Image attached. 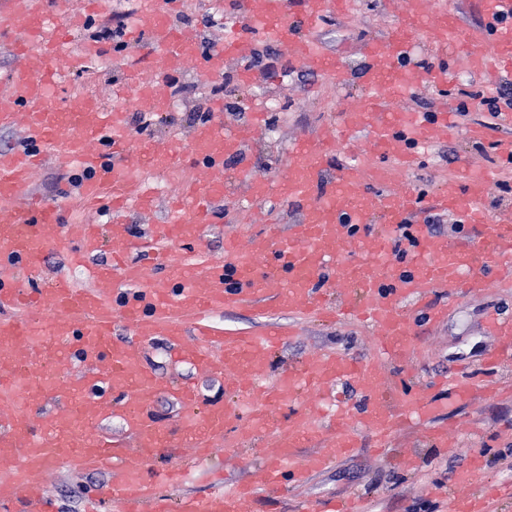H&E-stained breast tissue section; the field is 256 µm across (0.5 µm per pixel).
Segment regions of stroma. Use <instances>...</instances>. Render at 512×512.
<instances>
[{"label": "stroma", "mask_w": 512, "mask_h": 512, "mask_svg": "<svg viewBox=\"0 0 512 512\" xmlns=\"http://www.w3.org/2000/svg\"><path fill=\"white\" fill-rule=\"evenodd\" d=\"M212 0H183L172 21L201 45L217 47L231 34L234 22L223 12L211 9ZM356 8L349 14L331 16L321 23L316 38L326 52L347 60L352 72H359L364 59L360 45L372 37L387 33L395 20L399 0H355ZM105 54L85 67L69 73L66 89L80 91L89 87L92 95L105 104H112V88L124 79V66H145L139 47L128 45L124 51L112 49L111 41H101ZM260 56L268 60L267 67H256L258 81L248 88L237 83L235 76L240 61H229L224 67L223 119L228 123L245 121L252 103L265 108L266 122L247 148V176L238 180L239 194H246L251 178L283 177L288 171V149L301 139L325 133L338 111L357 108L363 101L359 83L336 85L315 75L292 61L288 55L273 56V48L261 42L256 46ZM170 99L177 108L162 112L128 111L126 120L136 128L147 120L149 128L138 132L136 141H153L160 145L187 142L200 125L213 96L204 89L203 80L189 62L181 71L161 79ZM448 88L453 106L462 107L458 120L466 126L485 128L486 136L468 138L457 135L441 137L421 150L419 166L412 171H399L391 157L376 151L365 134L354 136L352 145L337 155L338 162L355 163L370 159L372 164L389 167L393 179L387 188L397 192H434L448 179L465 168H478L491 181L487 205L491 213L512 208V161L497 148L499 142L512 140V126L502 125L499 114H491L482 105L484 89L478 77L460 64L448 71ZM72 169L56 161L44 162L36 171L31 189L58 206L62 216H69L73 196L79 192L72 181ZM300 205L269 203L241 215L233 199L215 201L212 205V225L203 240L182 244L185 254L205 252L214 258L224 255V239L228 236L247 240L261 231L267 218L281 225L295 223ZM475 285L457 298L437 291L430 303L443 304L447 314L439 320L420 322L416 329L413 367L419 384L444 374L460 363L471 366L478 382L493 386L494 394L475 397L466 402L449 400V389L433 393L440 405L439 413L393 442L394 454L378 455L371 434L359 431L358 446L344 459L334 460L309 480L286 477L280 490L269 493L257 502L254 512H299L303 500H330L355 495L365 499L368 512H448V491L454 476L469 463L470 452L481 455L482 469L477 483L512 484V360L494 373L483 371L484 356L497 343L487 327L491 314L512 319V287L500 284L492 276L478 271ZM272 318L287 334L283 348L277 351L264 368L267 378L276 377L289 363L310 358L326 351L366 355L375 343V333L354 321L320 322L300 314L273 312ZM146 366L170 381L193 383L202 401L224 402V384L210 375L196 371L187 364L174 363L165 341L153 339L141 347ZM444 427L450 440L447 447L434 445L433 428ZM265 448L261 440H253L238 448L215 453L205 472L190 478L181 488L171 489V496L216 490L213 474H221L225 484L260 478L257 461ZM410 455L414 466L400 462V455ZM39 482L56 499L58 512H87L91 496L111 483L105 473L74 471L54 466L39 474Z\"/></svg>", "instance_id": "stroma-1"}]
</instances>
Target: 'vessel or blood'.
<instances>
[{"label": "vessel or blood", "instance_id": "b4317fda", "mask_svg": "<svg viewBox=\"0 0 512 512\" xmlns=\"http://www.w3.org/2000/svg\"><path fill=\"white\" fill-rule=\"evenodd\" d=\"M478 4L481 23L466 28L455 16L435 13L432 0H403L388 33L362 46L366 95L361 107L340 113L337 134L295 143L285 178L249 182L253 201L279 196L302 204L300 219L285 231L270 223L244 244L226 239L224 257L216 260L177 255L173 249L201 239L211 222L210 203L224 195L220 178L185 184L162 223L145 236L132 235L127 213L151 210L154 198L133 161L138 149L125 118L127 99L133 96L141 106L163 111L168 99L158 74L192 61L201 76L222 75L225 61L251 55L259 40L285 46L289 57L308 71L346 83L344 63L325 52L312 32L324 18L347 11L351 0H304L297 15L291 14L288 0H224L225 14L237 17L239 25L233 38L208 54L172 25L178 0H150L148 30L134 26L126 37L143 43L152 75L125 78L110 109L90 96L59 95L70 69L101 54L96 44L84 43L67 65L59 63L67 30L83 28L88 16L99 13L101 0H0V45L18 61L0 77V129L21 127L28 141L24 149H0V512H54L52 499L32 475L58 462L118 472L105 489L117 512H244L261 489L282 483L286 475L302 478L308 470L325 468L323 454L305 465L296 456L310 435L324 433L341 458L355 447L359 429L386 445L412 418L435 413L426 388L413 394L405 390L414 378L404 362L413 350L415 320L403 303L418 307L434 289H464L468 272L476 267L512 278V210L488 215L489 177L479 171L449 180L429 197L385 190L386 169L369 162L338 166L334 160L337 148L363 132L375 149L410 169L417 163L415 146L448 129V120L390 107L414 85L408 59L418 43L440 55L462 57L485 87L512 76V0ZM59 18L66 27L56 26ZM209 110L210 121L194 130L187 148L196 164L219 169L225 160L243 157L264 114L251 110L247 122L228 127L221 120L223 102L211 103ZM97 138L103 141L99 152L90 147ZM47 149L61 163L87 171L82 197L110 212V263L89 262L99 250L98 225L62 224L58 207L31 193ZM139 150L159 173L171 174L181 166L180 152L170 147ZM432 211L479 225L478 238L452 243L428 234L425 225L412 224L413 214ZM407 223L414 250L400 260L393 256L392 233ZM348 235L358 244L352 258L338 250ZM51 249L67 252L72 264L87 268L93 287H76L59 275L45 287L26 288L22 276L37 275ZM134 251L167 268V275L145 279L143 265L129 258ZM331 267L354 294L338 308L318 284ZM262 302L291 314L368 320L377 332L376 352L365 358L323 353L261 382V369L285 339L281 328L270 323L257 335L227 333L212 324L211 316L251 310ZM120 326L131 340L117 338ZM489 327L498 344L482 366L492 371L512 356V322L494 317ZM137 336L164 337L175 361L223 378L226 402L202 409L193 384L164 383L141 361L133 343ZM69 360L81 366L80 375L60 377L57 363ZM389 362L403 364L399 382L384 376ZM341 381L362 395L361 408L325 415L312 406L293 412L287 422H275L276 410L300 393L317 394ZM169 390L184 410L179 429L191 449L184 459L177 449H162L163 433L147 412ZM113 393L123 400L121 416L134 444L130 450L94 429L109 413ZM256 436L271 449L262 462L261 483L175 501L162 494V487L183 484L218 446H241ZM131 453L138 465H127ZM161 453L168 456V467L144 481L141 467ZM489 504L486 495L452 494L448 512H489Z\"/></svg>", "mask_w": 512, "mask_h": 512}]
</instances>
